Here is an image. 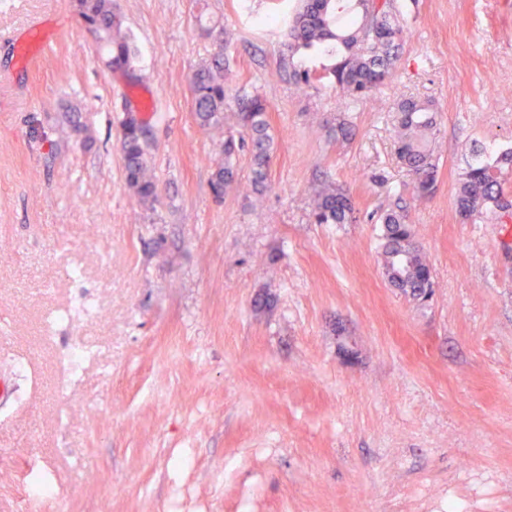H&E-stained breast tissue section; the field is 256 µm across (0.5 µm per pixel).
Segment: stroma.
<instances>
[{
	"mask_svg": "<svg viewBox=\"0 0 512 512\" xmlns=\"http://www.w3.org/2000/svg\"><path fill=\"white\" fill-rule=\"evenodd\" d=\"M273 2L116 0L136 47L122 73L73 0H0V375L17 385L0 512H40L34 477L65 512H512V224L455 207L477 155L512 149V0H394L398 78L356 104L283 71ZM35 22L51 47L28 66L14 38ZM212 26L225 82L271 107L258 200L211 187L221 138L190 79ZM403 97L437 109L427 199L396 153ZM151 99L149 207L119 122ZM327 121L351 138L328 141ZM326 180L352 223H314ZM398 207L433 270L424 302L383 274L373 216ZM85 303L96 313L42 341L54 309ZM78 340L94 357L66 389Z\"/></svg>",
	"mask_w": 512,
	"mask_h": 512,
	"instance_id": "obj_1",
	"label": "stroma"
}]
</instances>
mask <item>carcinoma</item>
<instances>
[{"label": "carcinoma", "mask_w": 512, "mask_h": 512, "mask_svg": "<svg viewBox=\"0 0 512 512\" xmlns=\"http://www.w3.org/2000/svg\"><path fill=\"white\" fill-rule=\"evenodd\" d=\"M299 7L288 17L287 39L282 44V63L302 50L335 60L331 67L294 70L296 83L310 87L327 82L355 104L393 83L397 78L396 52L405 42V32L393 13L392 0H298ZM79 16L105 45L108 63L115 71L128 70L134 60V47L114 0H76ZM219 50L209 63L194 73L190 90L193 112L199 126L224 129V106L229 99L238 103L237 129L227 131L222 142V158L211 175L217 196L238 189L237 159L249 158L247 189L261 195L269 187V166L275 151L269 104L258 94H242L224 84V47L221 32L210 29ZM400 120L397 131L398 154L411 173L420 198L430 197L436 185L437 164L432 142L437 121L429 101L403 99L397 104ZM121 151L125 180L138 201L151 206L158 200L157 183L148 166L145 138L140 128L121 122ZM512 165V150L494 160L469 166L455 199L464 220L490 217L496 224L512 223V200L502 186L503 165ZM354 206L342 187L323 182L314 191L313 219L317 224H347ZM382 264L388 282L414 298L428 297L432 272L415 239L406 214L401 209L382 212Z\"/></svg>", "instance_id": "carcinoma-1"}]
</instances>
